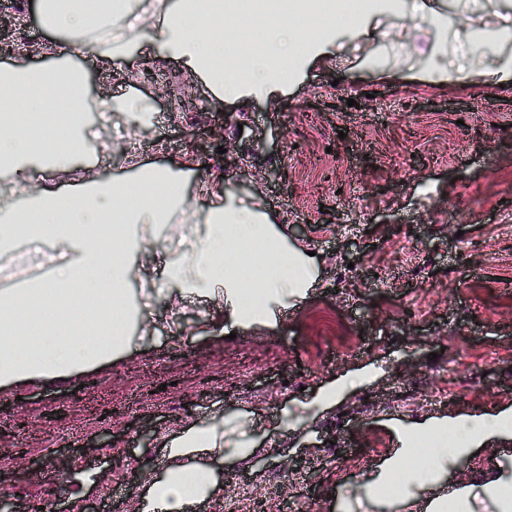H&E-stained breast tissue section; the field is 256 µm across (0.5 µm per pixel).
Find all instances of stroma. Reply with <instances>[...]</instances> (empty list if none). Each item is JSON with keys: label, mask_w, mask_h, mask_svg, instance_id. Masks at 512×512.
<instances>
[{"label": "stroma", "mask_w": 512, "mask_h": 512, "mask_svg": "<svg viewBox=\"0 0 512 512\" xmlns=\"http://www.w3.org/2000/svg\"><path fill=\"white\" fill-rule=\"evenodd\" d=\"M443 28L426 26L416 0L405 19H362L336 32L329 66L305 69L285 95L211 106L202 81L164 99L154 82L129 84L94 48L75 59L88 78L82 157L107 180L143 164L173 167L186 152L224 164L225 198L264 207L289 259L310 265L312 288L275 307V323H213L206 298L158 295L164 264L191 249L205 201L183 176L190 210L158 246L131 259L128 353L55 382L0 388V494L17 512H139L143 488L166 467L161 442L187 425L230 421L225 439L255 447L245 459L207 456L215 486L189 512H219L246 481L266 512H291L298 483L313 512H406L373 494L380 463L403 431L430 434L469 414L512 419V81L443 75L436 60L464 53L457 24L506 15L508 0H430ZM135 94L155 111L138 125L114 112L100 122L99 91ZM111 138L112 154L98 141ZM278 169L283 178L263 181ZM371 376L334 402L320 391L347 373ZM449 396L436 403V389ZM39 464L19 473L21 458ZM512 481V429L479 442L441 480L468 488V512H496L488 477Z\"/></svg>", "instance_id": "stroma-1"}]
</instances>
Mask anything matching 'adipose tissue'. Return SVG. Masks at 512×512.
Returning a JSON list of instances; mask_svg holds the SVG:
<instances>
[{"label": "adipose tissue", "mask_w": 512, "mask_h": 512, "mask_svg": "<svg viewBox=\"0 0 512 512\" xmlns=\"http://www.w3.org/2000/svg\"><path fill=\"white\" fill-rule=\"evenodd\" d=\"M294 0H269L259 17L264 46L246 65L233 61L224 47L230 17L224 0H37L41 23L55 38L17 39L14 64L0 68V171L12 178L17 200L0 199V245L16 239L54 242L68 255L49 276L15 295L0 294V387L33 379L62 380L105 362L122 350L131 319L127 300L129 259L144 245L160 243L168 225L187 209L181 171L194 169L185 154L178 169L141 167L135 180H102L93 165L75 164L86 142L88 126L79 120L87 92L82 70L60 69L56 63L81 54L85 33L103 30L101 53L118 70L143 73L123 39L112 36L114 20L147 30L156 59L175 57L187 74L205 80L211 104L273 99L288 88V69L326 65L336 42V28L321 25L317 36L295 39L290 18ZM209 30V37L196 33ZM57 177L81 183L68 193L41 184L36 166ZM224 169L210 168L199 186L209 203L195 221L197 246L187 256L168 261L161 284L177 298L205 294L224 301L230 319L248 326L256 319L274 321L273 304L288 295L302 296L311 285L306 265L268 268L251 261L252 253H279L270 219L258 209L224 199ZM93 317L92 329L72 331L79 319ZM458 442L453 448H429L422 466L403 468L409 448L398 449L382 475L403 498L406 487L434 490L430 512L448 506L465 508L469 492H438V477L453 458L475 443L503 432L502 418L462 415L450 419ZM169 466L140 498V512H187L213 487L211 476L195 467L206 452L234 457L248 454L249 444L224 439L220 425L190 426L165 444Z\"/></svg>", "instance_id": "adipose-tissue-1"}]
</instances>
